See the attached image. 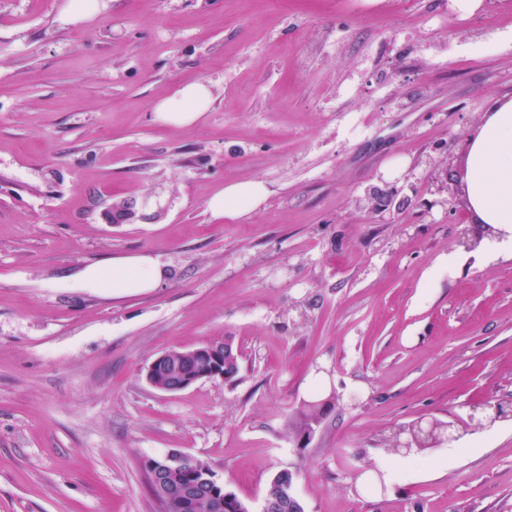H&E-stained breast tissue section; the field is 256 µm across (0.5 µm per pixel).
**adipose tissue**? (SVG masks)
Instances as JSON below:
<instances>
[{
    "instance_id": "ef3b65f1",
    "label": "adipose tissue",
    "mask_w": 512,
    "mask_h": 512,
    "mask_svg": "<svg viewBox=\"0 0 512 512\" xmlns=\"http://www.w3.org/2000/svg\"><path fill=\"white\" fill-rule=\"evenodd\" d=\"M207 94L203 84L185 86L157 105V115L168 122L192 123ZM465 162L463 194L472 222L490 226L512 240V98L493 101L467 139ZM267 195L263 182L233 183L213 196L208 206L215 218L240 219L258 208ZM164 277L163 267L153 257H118L88 265L73 286L122 296L151 291Z\"/></svg>"
}]
</instances>
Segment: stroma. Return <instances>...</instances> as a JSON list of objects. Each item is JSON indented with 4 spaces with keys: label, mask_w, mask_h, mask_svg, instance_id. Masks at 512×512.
I'll return each mask as SVG.
<instances>
[{
    "label": "stroma",
    "mask_w": 512,
    "mask_h": 512,
    "mask_svg": "<svg viewBox=\"0 0 512 512\" xmlns=\"http://www.w3.org/2000/svg\"><path fill=\"white\" fill-rule=\"evenodd\" d=\"M68 2L0 0V512H162L143 463L175 449L252 512L282 471L304 512H512V251L462 193L512 97V0ZM197 81L200 116L159 120ZM141 254L153 291L72 286ZM226 337L233 381L148 384ZM433 419L449 439L394 451ZM267 195L268 189L262 181L233 183L213 196L208 206L217 219H240L258 208Z\"/></svg>",
    "instance_id": "stroma-1"
}]
</instances>
